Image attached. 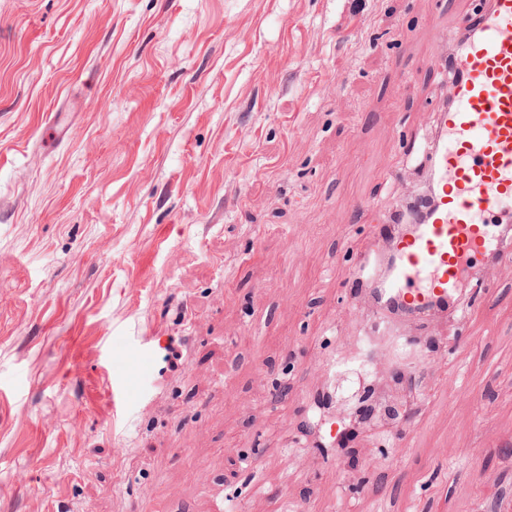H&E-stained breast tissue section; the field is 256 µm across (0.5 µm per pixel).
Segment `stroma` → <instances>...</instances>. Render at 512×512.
<instances>
[{"mask_svg":"<svg viewBox=\"0 0 512 512\" xmlns=\"http://www.w3.org/2000/svg\"><path fill=\"white\" fill-rule=\"evenodd\" d=\"M476 2L0 0V512H512V272L326 379Z\"/></svg>","mask_w":512,"mask_h":512,"instance_id":"stroma-1","label":"stroma"}]
</instances>
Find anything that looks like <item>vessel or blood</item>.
Wrapping results in <instances>:
<instances>
[{
    "label": "vessel or blood",
    "instance_id": "1",
    "mask_svg": "<svg viewBox=\"0 0 512 512\" xmlns=\"http://www.w3.org/2000/svg\"><path fill=\"white\" fill-rule=\"evenodd\" d=\"M461 27L466 38L448 66L454 94L435 109L430 205L411 234L394 237L385 284L375 268H359L367 287L410 316L463 312L465 266L512 257L495 220L512 204V0H487Z\"/></svg>",
    "mask_w": 512,
    "mask_h": 512
}]
</instances>
